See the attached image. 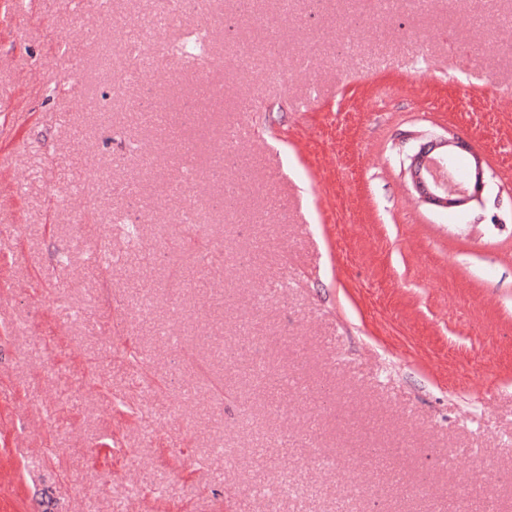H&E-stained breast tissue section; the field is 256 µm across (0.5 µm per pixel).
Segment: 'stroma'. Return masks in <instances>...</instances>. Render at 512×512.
<instances>
[{
  "mask_svg": "<svg viewBox=\"0 0 512 512\" xmlns=\"http://www.w3.org/2000/svg\"><path fill=\"white\" fill-rule=\"evenodd\" d=\"M16 2L0 512H512V5L267 8L307 64L281 95L279 54H225L234 0L164 30H210L203 62L132 74L102 54L157 0ZM229 131L250 175L230 199L205 175ZM441 136L487 173L461 217L408 173ZM191 202L210 223H176Z\"/></svg>",
  "mask_w": 512,
  "mask_h": 512,
  "instance_id": "35a3bbf8",
  "label": "stroma"
}]
</instances>
